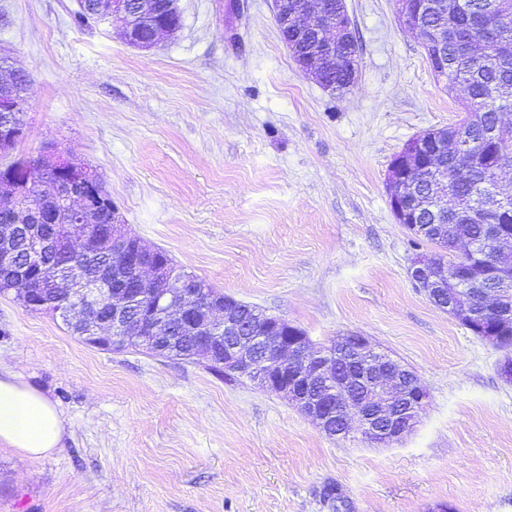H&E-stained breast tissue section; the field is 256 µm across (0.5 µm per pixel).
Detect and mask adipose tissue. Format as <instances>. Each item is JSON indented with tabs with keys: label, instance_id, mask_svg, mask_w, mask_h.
<instances>
[{
	"label": "adipose tissue",
	"instance_id": "1",
	"mask_svg": "<svg viewBox=\"0 0 512 512\" xmlns=\"http://www.w3.org/2000/svg\"><path fill=\"white\" fill-rule=\"evenodd\" d=\"M64 432L61 411L40 390L0 366V443L38 459L58 448Z\"/></svg>",
	"mask_w": 512,
	"mask_h": 512
}]
</instances>
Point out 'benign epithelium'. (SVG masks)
I'll use <instances>...</instances> for the list:
<instances>
[{"label": "benign epithelium", "instance_id": "benign-epithelium-1", "mask_svg": "<svg viewBox=\"0 0 512 512\" xmlns=\"http://www.w3.org/2000/svg\"><path fill=\"white\" fill-rule=\"evenodd\" d=\"M395 13L401 27L416 34L426 53L437 44L448 42V26L427 29L422 25L423 9L441 11L448 0H393ZM274 18L278 28L290 33L285 41L289 52L297 44H312L301 70L316 76L322 65L338 56L339 35L343 24L336 13L325 7L324 0H272ZM130 0H111L107 22H122L120 35L126 42L140 49L149 50L169 32L177 29L176 21L157 22L147 40L135 35L130 15ZM435 143L427 153L417 148L402 149L389 167V182L409 184L410 173L441 185L448 183V145L435 136L426 134ZM47 168L65 176L68 189L58 201V220L53 234L48 237L31 231L28 238L27 260L21 264L15 252L8 248L0 251V269L13 273V288L22 297L29 293L30 270L42 263L53 242L66 243V238L80 242L79 252L85 256L99 254L111 243L122 246L127 263L135 276V287L113 288L112 282L99 276L91 281L77 272H67L54 279L52 285L69 289V305L63 317L73 323L90 325L102 340L137 338L153 344L167 335L169 322L178 321L188 329L204 331L219 341L227 336L230 341L215 349L211 345L199 347L198 357L224 359V366L245 376L263 389L273 390L311 418L320 429L336 421V436L349 435L353 422L366 440L389 445L410 433L424 412L430 393L427 386L400 362L379 350L368 337L352 333L343 337L351 343L352 350L345 356L358 377L355 380L336 379V360L342 356L335 346L321 351L313 349L304 338L294 340L283 332L290 326L287 320L265 316L248 332H243L236 322L231 297L216 298L205 294L166 265L155 263L152 249L125 231L122 224H106L103 235L84 227L85 215L94 209L86 188L96 185L97 172L89 165L51 147L40 156ZM402 189L391 192L390 207L399 224L410 223L408 208ZM507 196L497 197V206L490 208L491 215L483 224L484 234L477 241L455 244V252L479 255L484 260V275L496 278L500 286L480 296L484 312L493 315L485 339L497 342L499 305L512 294V281L503 273L506 268L504 255L512 243V235L505 234L504 225L497 223L499 207L505 206ZM431 258L417 255L409 268L413 282L422 288L434 305L454 317L465 308L458 300L466 299L463 293H448L443 288L428 287ZM112 296V316H100L106 296Z\"/></svg>", "mask_w": 512, "mask_h": 512}]
</instances>
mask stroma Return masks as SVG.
Listing matches in <instances>:
<instances>
[{"instance_id": "35a3bbf8", "label": "stroma", "mask_w": 512, "mask_h": 512, "mask_svg": "<svg viewBox=\"0 0 512 512\" xmlns=\"http://www.w3.org/2000/svg\"><path fill=\"white\" fill-rule=\"evenodd\" d=\"M357 80L294 63L271 0H177L182 27L141 50L78 0H0V61L30 78L0 167L57 147L92 166L127 231L183 271L301 328L360 333L430 391L390 445L327 436L282 395L201 364L106 351L0 296V364L62 411L40 459L0 443V512H512V383L502 351L410 279L389 165L461 115L392 0H345ZM338 487L340 500L324 498ZM340 56L342 57L343 61L342 64H336V62H331L329 65L325 68L324 72L321 75V78L329 83H334L336 85V88L331 90L330 88L327 89L328 92L331 94L336 95V91L338 93H343L344 91L348 90L351 86H353L352 83L350 86H347L350 82V75L347 70H345L347 66V56H354L356 58V63L358 65V58L360 54V48L358 45V41L356 39V36L354 35V32L352 36H346V39L341 42L340 44ZM345 51V53H343ZM356 63H352L349 67L350 71L352 72V78H355L356 76V70L357 65Z\"/></svg>"}]
</instances>
